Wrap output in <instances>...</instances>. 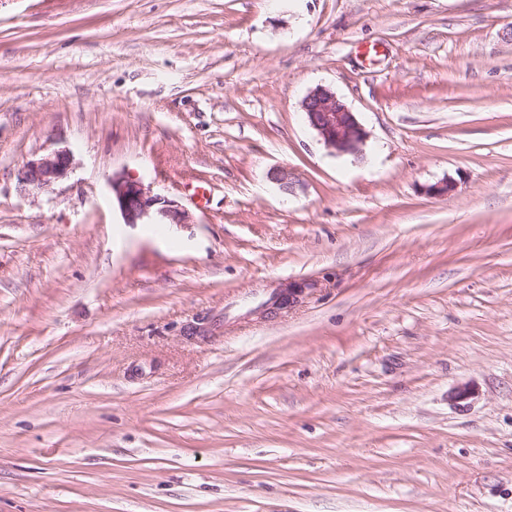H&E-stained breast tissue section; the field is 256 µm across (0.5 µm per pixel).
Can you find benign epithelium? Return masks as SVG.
Instances as JSON below:
<instances>
[{"label": "benign epithelium", "instance_id": "7a95c632", "mask_svg": "<svg viewBox=\"0 0 512 512\" xmlns=\"http://www.w3.org/2000/svg\"><path fill=\"white\" fill-rule=\"evenodd\" d=\"M309 126L325 146L336 154H356L367 133L345 102L326 87L310 91L301 103ZM71 167V154L57 150L28 160L18 171L19 185L45 190L65 178ZM270 178L287 191L294 183V172L277 167ZM112 204L126 224H188L190 213L176 200L155 194L150 186L124 174L110 180Z\"/></svg>", "mask_w": 512, "mask_h": 512}]
</instances>
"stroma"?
Returning a JSON list of instances; mask_svg holds the SVG:
<instances>
[{
    "label": "stroma",
    "instance_id": "1",
    "mask_svg": "<svg viewBox=\"0 0 512 512\" xmlns=\"http://www.w3.org/2000/svg\"><path fill=\"white\" fill-rule=\"evenodd\" d=\"M0 512H512V0H0ZM309 126L335 154H357L367 133L345 102L326 87H316L301 103ZM71 161V154L67 150L32 158L18 171V183L32 190L48 189L67 176ZM112 204L127 224H188L190 213L176 200L154 194L149 185L124 174L110 180Z\"/></svg>",
    "mask_w": 512,
    "mask_h": 512
}]
</instances>
